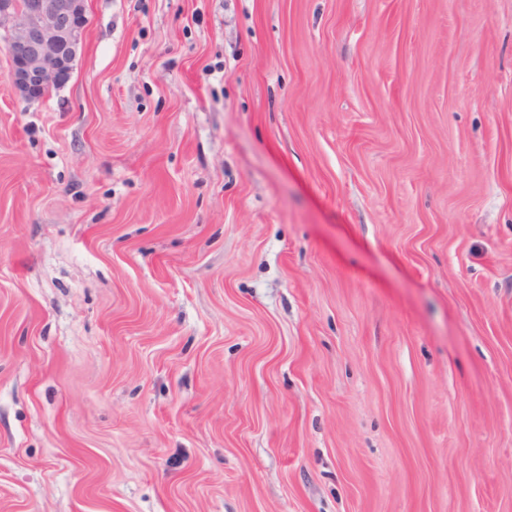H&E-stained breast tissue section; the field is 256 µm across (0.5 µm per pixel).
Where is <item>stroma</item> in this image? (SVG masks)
<instances>
[{
  "instance_id": "stroma-1",
  "label": "stroma",
  "mask_w": 512,
  "mask_h": 512,
  "mask_svg": "<svg viewBox=\"0 0 512 512\" xmlns=\"http://www.w3.org/2000/svg\"><path fill=\"white\" fill-rule=\"evenodd\" d=\"M0 48V512H512V0H86ZM85 0L0 1V35L9 59L8 78L26 102L36 87L65 85L83 46ZM58 89L47 87L39 96Z\"/></svg>"
}]
</instances>
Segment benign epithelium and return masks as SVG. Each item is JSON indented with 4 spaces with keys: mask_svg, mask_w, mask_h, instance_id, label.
<instances>
[{
    "mask_svg": "<svg viewBox=\"0 0 512 512\" xmlns=\"http://www.w3.org/2000/svg\"><path fill=\"white\" fill-rule=\"evenodd\" d=\"M86 0H0L8 78L26 102L36 87L62 84L83 46Z\"/></svg>",
    "mask_w": 512,
    "mask_h": 512,
    "instance_id": "7a95c632",
    "label": "benign epithelium"
}]
</instances>
